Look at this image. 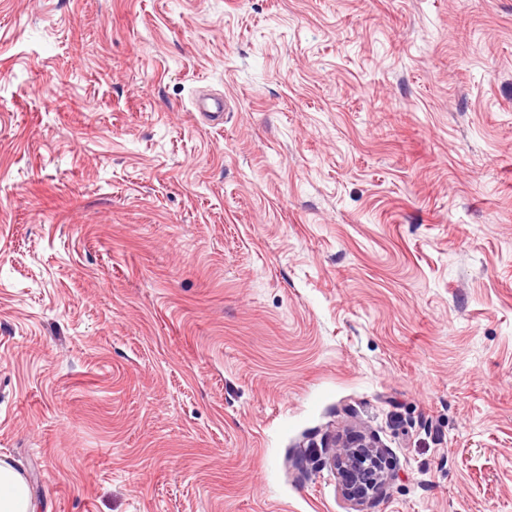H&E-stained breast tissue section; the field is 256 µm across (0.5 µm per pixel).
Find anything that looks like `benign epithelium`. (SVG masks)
<instances>
[{
  "instance_id": "7a95c632",
  "label": "benign epithelium",
  "mask_w": 512,
  "mask_h": 512,
  "mask_svg": "<svg viewBox=\"0 0 512 512\" xmlns=\"http://www.w3.org/2000/svg\"><path fill=\"white\" fill-rule=\"evenodd\" d=\"M333 455L346 497L361 506L378 495L394 470L393 462L363 435H349L333 444Z\"/></svg>"
}]
</instances>
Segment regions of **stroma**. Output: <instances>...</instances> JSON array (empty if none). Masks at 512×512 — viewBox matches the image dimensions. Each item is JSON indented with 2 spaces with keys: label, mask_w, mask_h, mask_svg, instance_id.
Segmentation results:
<instances>
[{
  "label": "stroma",
  "mask_w": 512,
  "mask_h": 512,
  "mask_svg": "<svg viewBox=\"0 0 512 512\" xmlns=\"http://www.w3.org/2000/svg\"><path fill=\"white\" fill-rule=\"evenodd\" d=\"M348 430L367 512H512V0H0L35 512H356ZM194 108L197 112H205L208 120L213 124H219L224 118V102L217 96L208 93H200L194 99ZM328 448H341L333 455L346 497L357 506L378 495L394 470L393 462L363 435H349Z\"/></svg>",
  "instance_id": "obj_1"
}]
</instances>
